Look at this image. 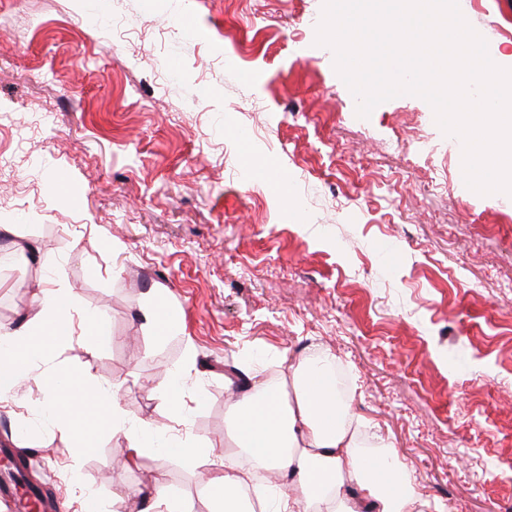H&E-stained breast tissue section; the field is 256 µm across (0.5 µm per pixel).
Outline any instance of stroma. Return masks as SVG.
<instances>
[{"mask_svg": "<svg viewBox=\"0 0 512 512\" xmlns=\"http://www.w3.org/2000/svg\"><path fill=\"white\" fill-rule=\"evenodd\" d=\"M323 0H0V327L36 281L105 312L112 342L56 341L0 402V447L55 512L92 489L142 512L146 484L209 512L233 375L280 384L336 357L359 445L376 434L428 512H512V207L479 195L422 98L369 118L316 45ZM512 56V0H459ZM191 20L194 36L182 30ZM183 316L156 343L150 290ZM70 369L114 387L129 431L205 442L131 456L90 422L75 453L42 402ZM182 379L183 405L163 394ZM162 429L154 428L151 425H144L138 431L131 434L132 447L136 454L142 453L146 449H165V451L172 457L191 461L200 454H210L211 448L203 443H188L183 442L178 444L177 448H148L158 447L154 445V438H156Z\"/></svg>", "mask_w": 512, "mask_h": 512, "instance_id": "obj_1", "label": "stroma"}]
</instances>
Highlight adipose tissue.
Returning a JSON list of instances; mask_svg holds the SVG:
<instances>
[{
  "instance_id": "adipose-tissue-1",
  "label": "adipose tissue",
  "mask_w": 512,
  "mask_h": 512,
  "mask_svg": "<svg viewBox=\"0 0 512 512\" xmlns=\"http://www.w3.org/2000/svg\"><path fill=\"white\" fill-rule=\"evenodd\" d=\"M37 307L24 332L0 331V401L32 374L36 355L46 342L74 335L71 299L67 292L39 289ZM336 359L326 354L288 368L292 399L277 386L257 381L231 408L237 449L251 459L243 468L233 453L210 486V512H249L256 472L275 470L297 484L309 512H426L409 471L394 453L362 457L352 429L353 416L336 392ZM53 418L88 452L94 440L85 426L89 406L107 412V427L124 429L113 392L90 385L81 372L57 373L42 381ZM358 481L363 494L345 495V478Z\"/></svg>"
}]
</instances>
